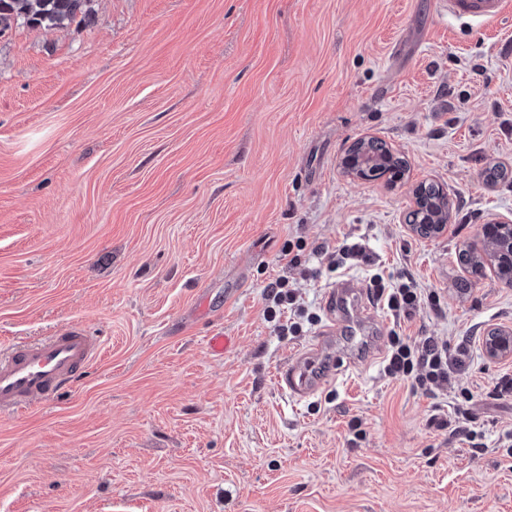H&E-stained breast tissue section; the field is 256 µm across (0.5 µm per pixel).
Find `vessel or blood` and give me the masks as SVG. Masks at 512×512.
Segmentation results:
<instances>
[{
    "label": "vessel or blood",
    "instance_id": "vessel-or-blood-1",
    "mask_svg": "<svg viewBox=\"0 0 512 512\" xmlns=\"http://www.w3.org/2000/svg\"><path fill=\"white\" fill-rule=\"evenodd\" d=\"M449 14L491 22L506 10L507 0H445ZM100 349L79 323L67 325L48 339L15 347L0 358V412H19L37 397L50 400L67 387ZM318 348L294 354L289 366L277 373L279 385L298 396L321 386L314 368Z\"/></svg>",
    "mask_w": 512,
    "mask_h": 512
}]
</instances>
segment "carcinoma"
Returning <instances> with one entry per match:
<instances>
[{
  "label": "carcinoma",
  "mask_w": 512,
  "mask_h": 512,
  "mask_svg": "<svg viewBox=\"0 0 512 512\" xmlns=\"http://www.w3.org/2000/svg\"><path fill=\"white\" fill-rule=\"evenodd\" d=\"M91 0H0V34L9 30L12 24L45 29L62 28L74 21L77 16H89ZM358 154L363 158L362 169L385 170L401 169L404 162L395 157L392 150L382 140L367 145L358 141ZM416 207L410 211L413 224L442 223L449 217L447 194L438 184H419L414 190Z\"/></svg>",
  "instance_id": "obj_1"
}]
</instances>
